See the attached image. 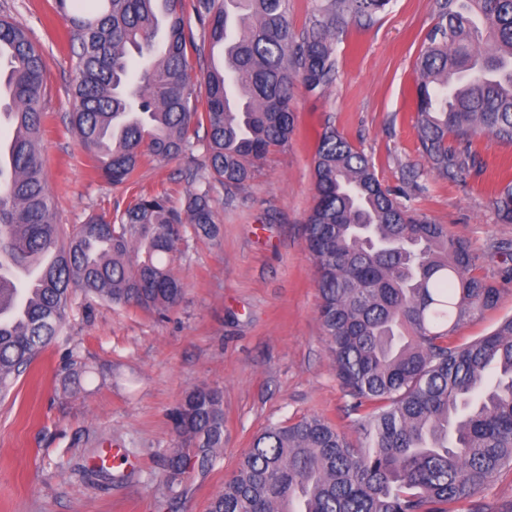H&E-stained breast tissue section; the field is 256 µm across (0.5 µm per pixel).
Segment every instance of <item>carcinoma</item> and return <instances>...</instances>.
I'll list each match as a JSON object with an SVG mask.
<instances>
[{
	"label": "carcinoma",
	"mask_w": 512,
	"mask_h": 512,
	"mask_svg": "<svg viewBox=\"0 0 512 512\" xmlns=\"http://www.w3.org/2000/svg\"><path fill=\"white\" fill-rule=\"evenodd\" d=\"M70 16L69 125L94 170L120 187L145 157L192 166L181 206L144 194L112 218L64 234L43 177L45 66L28 29L0 17V95L13 127L0 157V397L64 326L72 295L165 316L184 283L170 256L184 228L213 239L212 183L238 189L297 128L296 84L320 94L336 74L341 5L370 20L390 0H324L301 34L288 0H103ZM438 22L416 61L419 150L453 179L482 166L474 137L512 144V0H435ZM222 54L201 76L191 57ZM207 143L200 163L194 144ZM313 204L303 225L318 319L336 378L353 399L354 448L320 417L268 426L208 512H455L512 465V317L458 344L467 318L501 288L470 245L399 202L374 164L336 129L318 135ZM489 206L512 223V183ZM173 488L206 475L224 447V399L188 392L171 415Z\"/></svg>",
	"instance_id": "obj_1"
}]
</instances>
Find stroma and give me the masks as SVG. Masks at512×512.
<instances>
[{
  "label": "stroma",
  "mask_w": 512,
  "mask_h": 512,
  "mask_svg": "<svg viewBox=\"0 0 512 512\" xmlns=\"http://www.w3.org/2000/svg\"><path fill=\"white\" fill-rule=\"evenodd\" d=\"M0 14L29 28L46 63L48 118L44 178L58 223L113 216L142 194L181 204L187 162L144 159L132 183L116 189L98 177L68 124L73 65L67 16L54 0H0ZM437 22L434 0H390L370 22L347 17L336 36V76L323 96L296 89V132L272 149L239 190L214 185L222 219L214 240L186 235L173 261L184 282L166 319L75 294L59 336L0 400V512H206L240 455L267 426L322 416L358 444V415L336 379L317 318L314 262L303 224L313 202V156L324 127L371 157L381 183L403 190L412 209L466 239L482 274L502 283L496 309L464 324L458 342L492 332L512 316V259L490 253L512 244V224L488 201L512 181V146L478 135L483 170L448 179L419 150L415 63ZM77 349L84 368L66 380L63 361ZM206 386L224 395V448L206 476L186 474L168 488L163 458L176 443L170 414L185 393ZM119 444L136 462L92 482L81 466ZM512 512V468L497 473L457 512Z\"/></svg>",
  "instance_id": "stroma-1"
}]
</instances>
